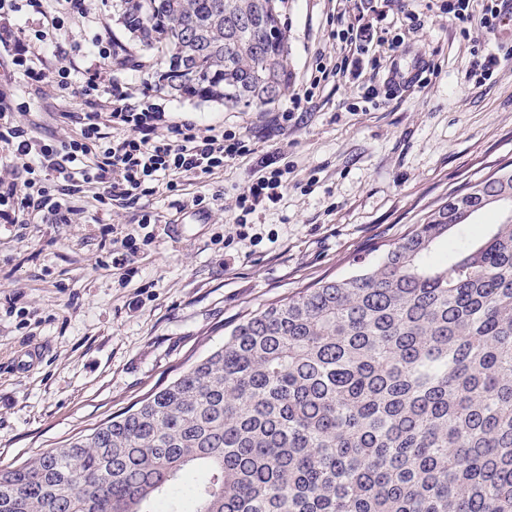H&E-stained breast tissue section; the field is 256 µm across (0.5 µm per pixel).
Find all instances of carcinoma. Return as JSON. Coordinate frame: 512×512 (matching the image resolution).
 Listing matches in <instances>:
<instances>
[{
    "label": "carcinoma",
    "instance_id": "1",
    "mask_svg": "<svg viewBox=\"0 0 512 512\" xmlns=\"http://www.w3.org/2000/svg\"><path fill=\"white\" fill-rule=\"evenodd\" d=\"M159 88L260 109L288 88L279 0H124ZM512 199L505 165L376 263L244 315L167 386L0 465V512H512Z\"/></svg>",
    "mask_w": 512,
    "mask_h": 512
}]
</instances>
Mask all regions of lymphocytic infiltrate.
<instances>
[{"label": "lymphocytic infiltrate", "mask_w": 512, "mask_h": 512, "mask_svg": "<svg viewBox=\"0 0 512 512\" xmlns=\"http://www.w3.org/2000/svg\"><path fill=\"white\" fill-rule=\"evenodd\" d=\"M443 7L461 24L460 35L470 38L467 26L473 13L494 30L503 10L512 0H442ZM29 11L43 30L35 38L45 41L46 27L58 18L48 0H0V61L22 70L33 95H42L49 77L38 53L33 51L26 27L8 22V15ZM339 51L319 55L310 77L311 88L339 73L358 67L360 57L371 54L380 63L384 54L395 51L399 38L374 33L371 26L337 29ZM88 107L79 118L76 136L58 145L46 143L31 126L16 115L30 109L29 102L16 101L11 90L0 86V158L19 160L9 177L0 179L1 224H67L73 209L70 199L95 189L103 205L115 201L134 202L174 189V177L190 174L202 179L223 170L225 163L249 152L246 140L221 129L199 130L191 123L163 124L159 111L131 103L126 83L104 82L99 70L87 69L74 90ZM118 130L119 138L108 140L105 129ZM278 153H271L268 171L260 174L235 197V205L246 212L280 200L282 173Z\"/></svg>", "instance_id": "1"}]
</instances>
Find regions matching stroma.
Segmentation results:
<instances>
[{"instance_id": "obj_1", "label": "stroma", "mask_w": 512, "mask_h": 512, "mask_svg": "<svg viewBox=\"0 0 512 512\" xmlns=\"http://www.w3.org/2000/svg\"><path fill=\"white\" fill-rule=\"evenodd\" d=\"M434 2L414 0L423 28L391 57L322 85L284 125L277 113L303 96L317 56L334 52L337 22L358 23L360 0H347L341 19L336 0H283L292 80L261 110L158 90L161 59L119 23L116 0H88L85 17L64 16L40 47L47 69L71 61L76 82L101 64L105 78L129 83L133 102L164 109L166 122L224 128L251 152L133 204L86 196L69 224H0V462H23L127 410L222 346L241 316L375 262L450 193L512 162V35L476 23L463 39ZM95 38L112 44V58L99 59ZM477 48L498 52L495 79L475 72ZM423 58L437 72L389 87L392 70L416 73ZM0 85L29 99L20 119L46 142L78 133L65 115L84 112L81 99L54 85L28 96L12 66H0ZM275 150L284 155L282 198L242 213L236 194ZM146 212L156 223H141ZM106 227L136 239L132 280L111 266ZM34 349L41 358L32 364Z\"/></svg>"}]
</instances>
